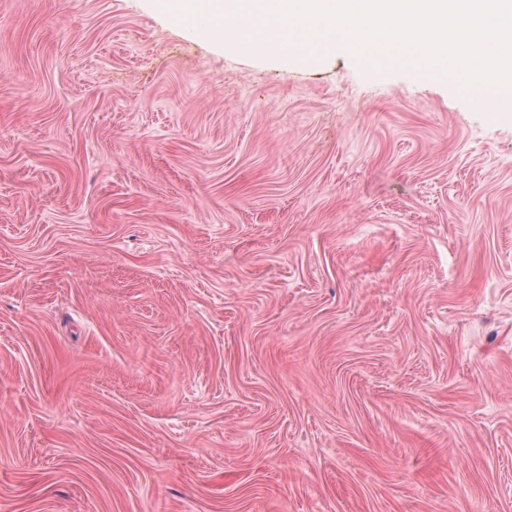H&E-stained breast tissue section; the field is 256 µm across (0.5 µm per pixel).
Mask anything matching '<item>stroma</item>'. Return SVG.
<instances>
[{"label":"stroma","mask_w":512,"mask_h":512,"mask_svg":"<svg viewBox=\"0 0 512 512\" xmlns=\"http://www.w3.org/2000/svg\"><path fill=\"white\" fill-rule=\"evenodd\" d=\"M0 512H512V115L0 0Z\"/></svg>","instance_id":"stroma-1"}]
</instances>
